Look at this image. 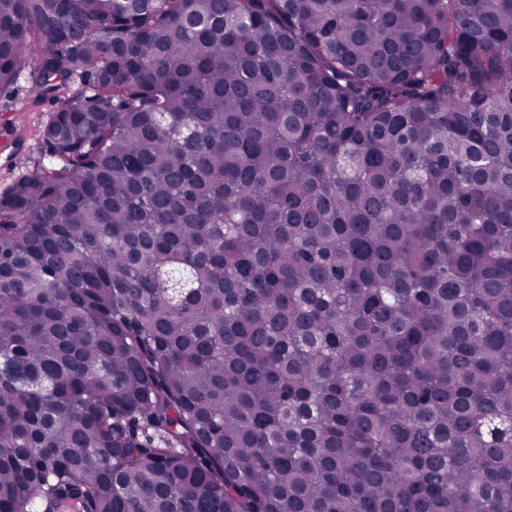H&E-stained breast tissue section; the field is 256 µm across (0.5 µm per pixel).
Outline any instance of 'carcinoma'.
Here are the masks:
<instances>
[{
  "mask_svg": "<svg viewBox=\"0 0 512 512\" xmlns=\"http://www.w3.org/2000/svg\"><path fill=\"white\" fill-rule=\"evenodd\" d=\"M24 72L0 512H512V0H0Z\"/></svg>",
  "mask_w": 512,
  "mask_h": 512,
  "instance_id": "cac0c4a2",
  "label": "carcinoma"
}]
</instances>
